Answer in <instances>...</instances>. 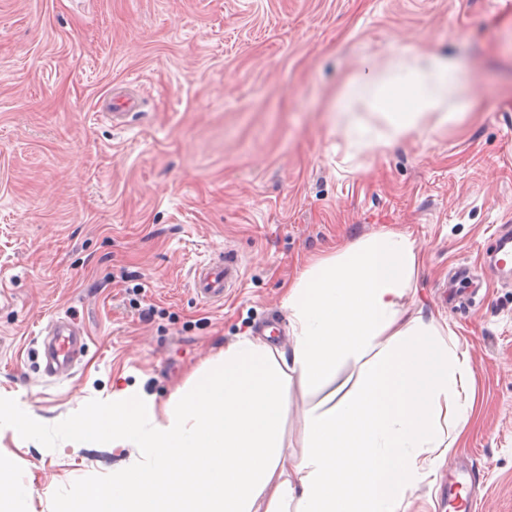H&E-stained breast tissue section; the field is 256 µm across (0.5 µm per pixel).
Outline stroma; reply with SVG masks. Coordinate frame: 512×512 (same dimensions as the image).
<instances>
[{"instance_id":"1","label":"stroma","mask_w":512,"mask_h":512,"mask_svg":"<svg viewBox=\"0 0 512 512\" xmlns=\"http://www.w3.org/2000/svg\"><path fill=\"white\" fill-rule=\"evenodd\" d=\"M418 47L463 63L461 114L351 147L352 121L383 123L338 107L345 85ZM128 81L142 106L116 128L96 107ZM510 219L512 0H0V460L22 512L147 466L75 413L131 389L161 420L241 336L289 348V288L381 231L414 241L402 304L472 372L465 427L400 512H448L452 467L478 470L476 512H512V277L489 263ZM220 256L243 277L211 306L191 272ZM65 314L88 350L49 378L36 338ZM328 391L289 381L285 468Z\"/></svg>"}]
</instances>
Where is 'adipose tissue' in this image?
Here are the masks:
<instances>
[{
  "label": "adipose tissue",
  "instance_id": "adipose-tissue-1",
  "mask_svg": "<svg viewBox=\"0 0 512 512\" xmlns=\"http://www.w3.org/2000/svg\"><path fill=\"white\" fill-rule=\"evenodd\" d=\"M461 63L414 50L379 76L348 84L365 93L389 137L417 129L424 115L454 120ZM420 263L408 236L381 232L302 273L288 291L289 349L241 337L168 406L136 391L77 417L83 435L108 436L152 461L118 469L112 483L76 491L64 512H399L409 491L445 459L449 423L466 418L460 396L467 357L435 354L439 325L402 308ZM354 362L360 382L330 392L329 408L306 422L309 450L282 465L284 387L314 386Z\"/></svg>",
  "mask_w": 512,
  "mask_h": 512
}]
</instances>
